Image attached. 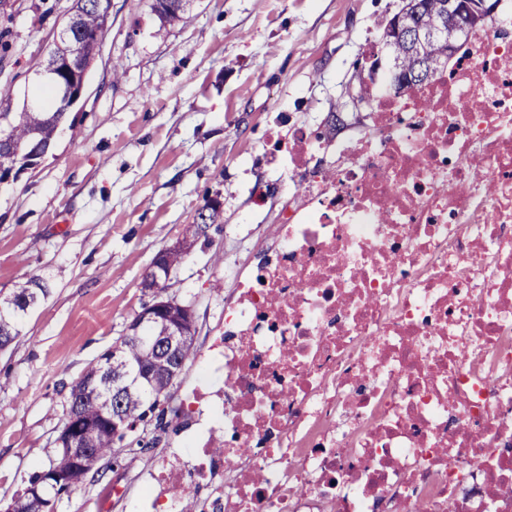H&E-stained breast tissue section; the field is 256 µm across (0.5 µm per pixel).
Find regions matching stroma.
Instances as JSON below:
<instances>
[{"instance_id": "1", "label": "stroma", "mask_w": 512, "mask_h": 512, "mask_svg": "<svg viewBox=\"0 0 512 512\" xmlns=\"http://www.w3.org/2000/svg\"><path fill=\"white\" fill-rule=\"evenodd\" d=\"M151 0H112L87 92L53 151L0 186V295L43 279L48 296L0 350V507L55 456L72 385L153 294V257L183 238L213 195L223 220L190 247L164 294L192 306L197 354L169 389L193 402L201 365L224 328L230 269L259 260L300 183L272 157L271 132L309 126L327 142L358 137L328 124L363 50L401 0H194L159 31ZM72 0H16L0 18V89L13 108L36 80ZM125 73L112 74L113 61ZM263 191L255 202L254 188ZM150 451H122L102 477L62 496L56 512H146L144 494L173 453L190 456L189 421L141 425Z\"/></svg>"}]
</instances>
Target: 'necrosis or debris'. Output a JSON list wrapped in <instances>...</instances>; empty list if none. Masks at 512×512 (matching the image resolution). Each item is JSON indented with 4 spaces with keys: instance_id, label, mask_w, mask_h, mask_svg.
Segmentation results:
<instances>
[{
    "instance_id": "4bbe7bcc",
    "label": "necrosis or debris",
    "mask_w": 512,
    "mask_h": 512,
    "mask_svg": "<svg viewBox=\"0 0 512 512\" xmlns=\"http://www.w3.org/2000/svg\"><path fill=\"white\" fill-rule=\"evenodd\" d=\"M283 142L308 190L236 274L205 436L160 483L209 512H512V35L376 99L332 166Z\"/></svg>"
}]
</instances>
